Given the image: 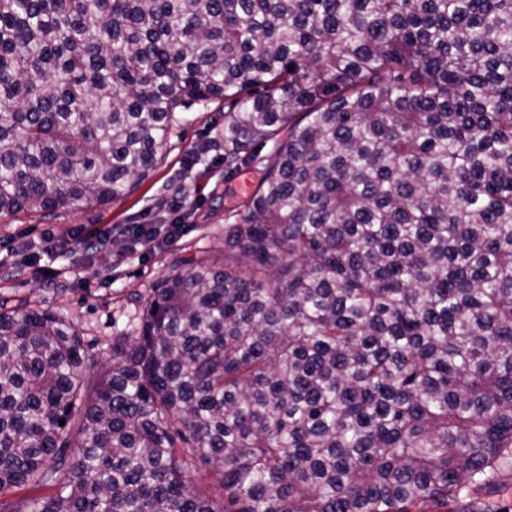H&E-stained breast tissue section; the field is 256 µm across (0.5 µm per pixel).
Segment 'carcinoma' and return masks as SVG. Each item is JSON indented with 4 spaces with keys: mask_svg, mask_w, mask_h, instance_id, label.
Listing matches in <instances>:
<instances>
[{
    "mask_svg": "<svg viewBox=\"0 0 512 512\" xmlns=\"http://www.w3.org/2000/svg\"><path fill=\"white\" fill-rule=\"evenodd\" d=\"M189 100L262 177L112 364L0 312L9 512H507L512 0H0V217L131 194Z\"/></svg>",
    "mask_w": 512,
    "mask_h": 512,
    "instance_id": "1",
    "label": "carcinoma"
}]
</instances>
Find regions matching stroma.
<instances>
[{"label": "stroma", "mask_w": 512, "mask_h": 512, "mask_svg": "<svg viewBox=\"0 0 512 512\" xmlns=\"http://www.w3.org/2000/svg\"><path fill=\"white\" fill-rule=\"evenodd\" d=\"M223 105L194 103L178 112V122L157 168L129 196L109 205L79 203L52 216L21 213L0 217V305L42 307L63 315L82 333L103 362L112 359V338L132 329L140 294L176 273L183 259L223 262L220 244L233 209L255 188L259 169L229 173L218 151L188 166L189 152L215 126ZM181 186L191 209L194 231L169 247L126 257L121 237L93 259H85L71 243L79 224H168L171 185Z\"/></svg>", "instance_id": "1"}]
</instances>
